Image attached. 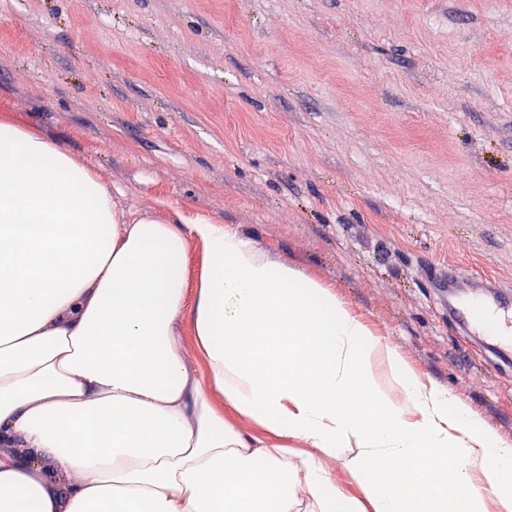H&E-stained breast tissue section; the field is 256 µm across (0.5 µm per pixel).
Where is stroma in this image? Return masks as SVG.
I'll use <instances>...</instances> for the list:
<instances>
[{"label": "stroma", "instance_id": "1", "mask_svg": "<svg viewBox=\"0 0 512 512\" xmlns=\"http://www.w3.org/2000/svg\"><path fill=\"white\" fill-rule=\"evenodd\" d=\"M4 113L321 280L512 442V381L429 292L512 285V0H0Z\"/></svg>", "mask_w": 512, "mask_h": 512}]
</instances>
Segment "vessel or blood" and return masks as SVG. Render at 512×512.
<instances>
[{
    "label": "vessel or blood",
    "mask_w": 512,
    "mask_h": 512,
    "mask_svg": "<svg viewBox=\"0 0 512 512\" xmlns=\"http://www.w3.org/2000/svg\"><path fill=\"white\" fill-rule=\"evenodd\" d=\"M435 283L449 319L483 350L485 365L504 375L512 373V288L453 265L443 269Z\"/></svg>",
    "instance_id": "obj_1"
}]
</instances>
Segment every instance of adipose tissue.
Listing matches in <instances>:
<instances>
[{
  "label": "adipose tissue",
  "mask_w": 512,
  "mask_h": 512,
  "mask_svg": "<svg viewBox=\"0 0 512 512\" xmlns=\"http://www.w3.org/2000/svg\"><path fill=\"white\" fill-rule=\"evenodd\" d=\"M453 401L317 280L211 220L133 216L0 119V512H483L488 488L512 512V444ZM325 466L328 469L330 477L335 480L336 483L343 484L350 496L360 497L362 493L361 485L366 483L365 478L356 479L351 477L336 461L331 459L325 461Z\"/></svg>",
  "instance_id": "obj_1"
}]
</instances>
